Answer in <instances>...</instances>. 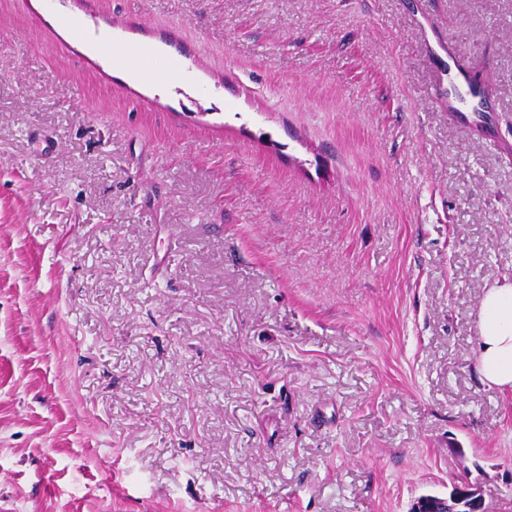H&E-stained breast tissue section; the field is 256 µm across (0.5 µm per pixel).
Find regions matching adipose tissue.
Masks as SVG:
<instances>
[{"label":"adipose tissue","mask_w":512,"mask_h":512,"mask_svg":"<svg viewBox=\"0 0 512 512\" xmlns=\"http://www.w3.org/2000/svg\"><path fill=\"white\" fill-rule=\"evenodd\" d=\"M474 358L488 387L512 390V278L496 280L480 300Z\"/></svg>","instance_id":"ef3b65f1"}]
</instances>
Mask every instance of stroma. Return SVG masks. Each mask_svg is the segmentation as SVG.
Masks as SVG:
<instances>
[{"label":"stroma","mask_w":512,"mask_h":512,"mask_svg":"<svg viewBox=\"0 0 512 512\" xmlns=\"http://www.w3.org/2000/svg\"><path fill=\"white\" fill-rule=\"evenodd\" d=\"M452 52L512 144V0H0V512H512ZM103 50L106 55L111 59L114 57L113 63L120 68H127L131 63L145 65L149 68L148 60L142 55L131 56L124 49L117 48L112 44V40H105L102 42ZM465 503L472 505L470 512H489L480 490L473 484L454 487L448 498H438L427 494L419 496L412 503L410 512H460Z\"/></svg>","instance_id":"1"}]
</instances>
